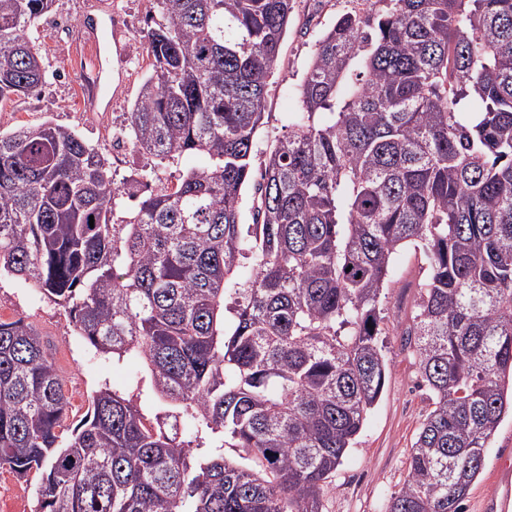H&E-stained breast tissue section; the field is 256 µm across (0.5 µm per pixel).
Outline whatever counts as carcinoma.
I'll return each mask as SVG.
<instances>
[{
	"instance_id": "cac0c4a2",
	"label": "carcinoma",
	"mask_w": 512,
	"mask_h": 512,
	"mask_svg": "<svg viewBox=\"0 0 512 512\" xmlns=\"http://www.w3.org/2000/svg\"><path fill=\"white\" fill-rule=\"evenodd\" d=\"M292 2L154 0L133 145L207 163L143 198L69 127L0 132V274L63 307L93 357L144 367L71 428L37 329L0 319V470L39 476L37 512H322L386 385L406 248L426 267L393 329L431 409L387 512H463L512 412V0H353L256 182ZM53 3L0 0L1 103L42 90L26 30ZM395 276L388 289V296L383 302L388 326L392 323L406 322L410 317L417 295L416 284L422 276L424 259L418 250L405 249L394 258Z\"/></svg>"
}]
</instances>
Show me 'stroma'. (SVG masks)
I'll list each match as a JSON object with an SVG mask.
<instances>
[{
    "mask_svg": "<svg viewBox=\"0 0 512 512\" xmlns=\"http://www.w3.org/2000/svg\"><path fill=\"white\" fill-rule=\"evenodd\" d=\"M351 7L352 0H293L277 70L267 89L263 123L255 137L254 170H262L270 145L288 133V115L297 109V89L318 39ZM153 12V0H55L51 14L27 32L43 57L42 91L1 104L0 131L49 122L70 127L102 153L111 154L106 134L125 126L126 114L150 71V60L143 55L137 35ZM107 21L112 24L114 46L109 62L112 85L100 87L98 105L91 111L86 106L85 66L95 61V41ZM184 168V163H162L131 147L112 174L115 183L129 185L152 170L162 182L171 183ZM423 268L420 252L405 249L395 256V276L383 302L390 321L408 320ZM0 318L24 319L42 334L72 403L68 425H76L84 416L89 396L99 385L121 384L143 371L133 361L112 365L93 359L62 307L11 279L0 281ZM384 345L390 364L384 393L330 478L323 512H386L391 495L407 478L411 446L430 401L412 351L402 338L386 336ZM511 474L512 417L508 416L487 450L485 468L464 502V512H512V507L501 506ZM38 483L35 475L20 480L0 474V512H35Z\"/></svg>",
    "mask_w": 512,
    "mask_h": 512,
    "instance_id": "35a3bbf8",
    "label": "stroma"
}]
</instances>
